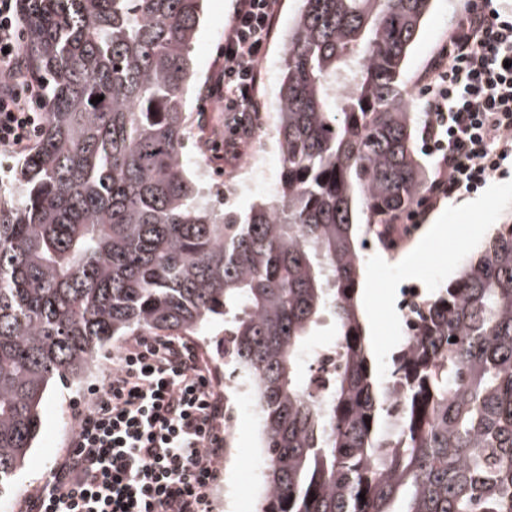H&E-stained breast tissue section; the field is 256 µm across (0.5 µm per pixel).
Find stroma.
<instances>
[{
    "label": "stroma",
    "instance_id": "obj_1",
    "mask_svg": "<svg viewBox=\"0 0 512 512\" xmlns=\"http://www.w3.org/2000/svg\"><path fill=\"white\" fill-rule=\"evenodd\" d=\"M281 2L272 37L260 63L258 98L264 106L277 100L288 21L298 7L297 0ZM234 6L235 0H205L203 5L192 51L195 85L186 94L188 129L183 161L193 173L199 167H206L210 199L217 209L242 214L252 204L275 196L278 186L275 173L281 168V158L276 155L271 160L273 178L254 183L249 174L243 173L236 156L215 157L212 146L205 141L207 126L224 122L223 113L201 114L200 96L217 67L224 29ZM465 7V0H433L402 70V86L412 105H419L421 78L446 44L449 31L457 25ZM511 220L512 163L495 172L482 193L442 200L426 213L416 233L401 250H389L383 233L361 230V238L371 239L372 248L363 255L359 299L369 339L371 366L379 380L389 377L393 356L401 345L398 334L403 315L398 295L404 285L416 283L428 295L447 287L480 250L488 232ZM436 224L447 225L448 232L442 239L432 241L428 234ZM402 255L414 260L416 275H409L399 265L398 258ZM111 362V349L104 350L82 383L58 382L51 388L43 435L5 499L10 512H17L25 496L35 490L54 461L64 454L71 433L73 401L102 380ZM258 426L256 413L250 407H242L233 427L232 446L222 456L220 478L211 493L216 512H256L265 474V461L256 447Z\"/></svg>",
    "mask_w": 512,
    "mask_h": 512
}]
</instances>
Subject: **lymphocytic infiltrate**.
Listing matches in <instances>:
<instances>
[{
    "label": "lymphocytic infiltrate",
    "mask_w": 512,
    "mask_h": 512,
    "mask_svg": "<svg viewBox=\"0 0 512 512\" xmlns=\"http://www.w3.org/2000/svg\"><path fill=\"white\" fill-rule=\"evenodd\" d=\"M281 0H236L223 66L203 96L223 101L232 136L248 138L258 110L260 61ZM18 0H0V149L24 152L44 119L42 83L26 81ZM422 138L438 158L427 206L483 189L512 157V10L469 0L421 90ZM66 455L25 512H211L224 451V400L193 346L176 336H135L75 404Z\"/></svg>",
    "instance_id": "f902f5d3"
}]
</instances>
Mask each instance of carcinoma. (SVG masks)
Instances as JSON below:
<instances>
[{"mask_svg":"<svg viewBox=\"0 0 512 512\" xmlns=\"http://www.w3.org/2000/svg\"><path fill=\"white\" fill-rule=\"evenodd\" d=\"M202 2L20 0L46 120L0 198V497L55 381L116 337L221 320L224 401L240 385L262 415L258 512H512V224L426 299L387 384L358 303L360 224L427 184L400 76L431 0H299L279 190L243 217L182 160ZM327 316L338 360L316 396L302 354Z\"/></svg>","mask_w":512,"mask_h":512,"instance_id":"obj_1","label":"carcinoma"}]
</instances>
